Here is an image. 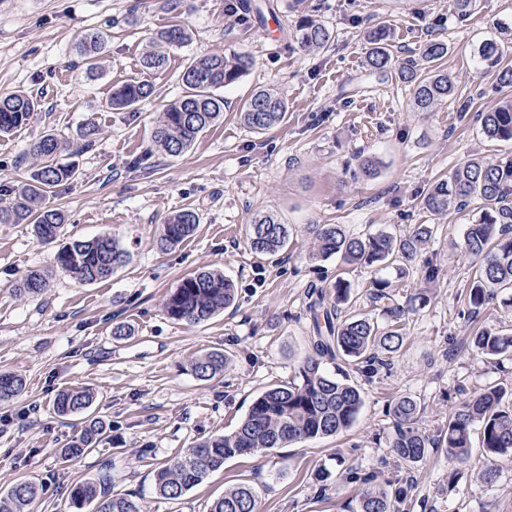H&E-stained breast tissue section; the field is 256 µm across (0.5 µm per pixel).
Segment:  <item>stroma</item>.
Segmentation results:
<instances>
[{"label": "stroma", "mask_w": 512, "mask_h": 512, "mask_svg": "<svg viewBox=\"0 0 512 512\" xmlns=\"http://www.w3.org/2000/svg\"><path fill=\"white\" fill-rule=\"evenodd\" d=\"M0 0V95L24 90L40 107L26 125L0 136V190L28 178L38 164L34 141L54 133L66 141L59 165L76 175L52 200L66 217L63 241L116 236L129 263L111 277L80 284L56 268L57 244L38 243L26 224H0V374L24 379L22 394L0 404V492L18 479L37 482L42 497L32 512H71L69 492L103 471L112 493L131 496L142 512H209L214 500L241 483L253 489L257 512H355L362 488L351 473L411 483L399 512H512V453L487 458L473 445L468 464L450 463L439 450L408 467L391 453L390 409L409 396L421 406L418 426L438 435L462 398L496 385L512 392V358L490 359L471 347L480 328L512 335V307L469 312L466 289L476 267L459 243L475 207L433 216L420 200L449 170L474 155L493 160L512 154V142H490L475 120H460L501 98L494 74L476 68V51L512 27V0H476L460 16L456 0H307L315 19L333 30L326 52H305L291 39L293 0ZM190 40L168 51L166 66L147 72L141 58L149 38L176 22ZM389 34L391 50L416 56L430 39L448 45L442 67L455 83L453 102L413 111L410 91L395 75L365 68L369 35ZM108 34L102 67L87 78L75 52L84 34ZM247 53L253 68L226 86L224 115L183 155L151 145V130L165 105L182 93L181 74L193 57ZM149 81L151 97L132 110L106 108L113 86ZM258 88L288 103L286 123L257 134L240 121L239 108ZM100 130L91 147L74 152L86 127ZM377 173L366 177L363 158ZM191 206L200 216L195 235L160 251L164 219ZM259 213L293 228L288 250L266 256L251 250L245 229ZM309 224H340L348 234L406 233L433 225L414 271L394 266H342L338 258L310 261ZM437 275L425 282L421 266ZM49 273L46 290L21 297L15 288L27 270ZM223 271L235 302L212 320L188 326L163 311L166 295L186 274ZM351 284V303L373 311L374 280L389 283L395 303L407 307L401 348L388 370L372 379L354 375L363 407L353 425L335 437L262 450L225 461L221 470L182 497L160 496L154 469L195 443L233 432L253 400L291 381L310 351L305 291L310 282ZM426 290L427 300L415 299ZM126 323L131 336L112 334ZM228 359L223 374L203 382L193 360L209 351ZM87 387L93 415L109 426L97 448L63 462L61 448L78 420L54 413L57 395ZM493 483L477 476L483 465ZM328 473L319 481V473Z\"/></svg>", "instance_id": "35a3bbf8"}]
</instances>
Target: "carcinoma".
Returning a JSON list of instances; mask_svg holds the SVG:
<instances>
[{
  "instance_id": "cac0c4a2",
  "label": "carcinoma",
  "mask_w": 512,
  "mask_h": 512,
  "mask_svg": "<svg viewBox=\"0 0 512 512\" xmlns=\"http://www.w3.org/2000/svg\"><path fill=\"white\" fill-rule=\"evenodd\" d=\"M294 41L307 51H322L335 40L333 31L314 19L302 15L292 33ZM188 28L175 23L155 33L150 49L143 55L141 66L156 71L166 63L167 50L188 42ZM107 35L96 32L80 40L79 52L86 71L96 69V58L105 52ZM508 42L490 39L481 44L476 66L497 73L499 83L512 87V66L506 62ZM448 54L442 41L425 43L418 57L401 63L393 54L382 33L371 36L366 66L374 74L394 71L410 88V104L416 112H429L455 95L453 80L439 69L437 62ZM254 65L246 53L225 55L212 53L191 60L183 71L182 95L170 103L151 132L157 150L178 156L187 151L197 136L215 124L224 112V96L220 91L236 82ZM152 94L145 80H130L112 91V109H131ZM38 109L37 97L18 91L0 96V135L28 123ZM287 115L285 99L272 89L256 90L244 103L240 120L248 129L262 133L278 127ZM480 131L489 141H512V99L492 110L479 113ZM64 144L52 133L42 135L33 145L40 167L24 183L12 191L9 202L0 205V224H30L41 243L54 241L65 224L63 212L51 205L55 188L70 180L74 171L54 163ZM478 202L479 216L466 226L461 249L477 265L467 286V303L474 311L495 299L512 306V156L495 160L471 158L457 164L448 177L435 182L422 198V208L440 215L451 207L464 208ZM200 217L195 209L185 207L169 216L157 240L163 251L172 250L193 236ZM306 232L313 240L309 252L312 260L338 256L347 266L372 267L397 265L412 267L418 250L432 233L429 224H418L408 234L381 231L365 236H350L339 224H309ZM292 229L270 215L258 214L248 225L246 238L258 253L276 255L288 247ZM130 261V254L120 242L101 235L89 240H73L55 254L56 266L79 283L92 284L112 276ZM47 275L40 269L27 271L17 285L16 293L37 296L45 290ZM388 283L373 282L370 302L382 306L390 318L380 328L366 313L349 308L350 283L338 276L329 285H311L307 292V309L311 318V350L304 358L295 379L264 391L254 399L237 429L209 437L187 449L181 456L157 469L154 480L159 494L178 499L200 484L212 472L221 469L225 460L261 449L284 448L293 443L317 437L336 435L348 429L357 419L363 405L358 386L350 373L339 365L345 361L357 366L366 378L389 367L388 355L397 351L403 341L405 309L392 302ZM233 282L223 273L198 271L182 277L164 302L165 313L173 320L197 325L210 320L234 302ZM473 349L486 357L512 352V336L492 329H480L470 337ZM336 365L331 374L326 365ZM224 353L212 351L192 362V371L201 381H209L224 372ZM25 388L16 375L0 374V403L13 401ZM93 393L75 387L61 393L54 402L60 416L82 417L78 435L62 450L64 457L75 461L96 448L106 435L108 426L88 413ZM420 405L408 396L399 398L392 409L395 435L390 440L393 455L406 466L422 460L429 449L436 448L448 461L464 464L469 459L471 433L479 429L482 448L494 456L512 452V403L505 401V391L489 386L461 401L448 416L440 434L430 438L416 427ZM112 483L109 472L97 479L76 484L71 503L77 510L107 493ZM358 512H395L408 493L404 486L384 484L378 476L363 479ZM42 492L41 485L17 480L9 490L0 493V512H30ZM98 512H141L135 500L119 494L100 502ZM210 512H256L252 488L242 485L224 492L213 502Z\"/></svg>"
}]
</instances>
